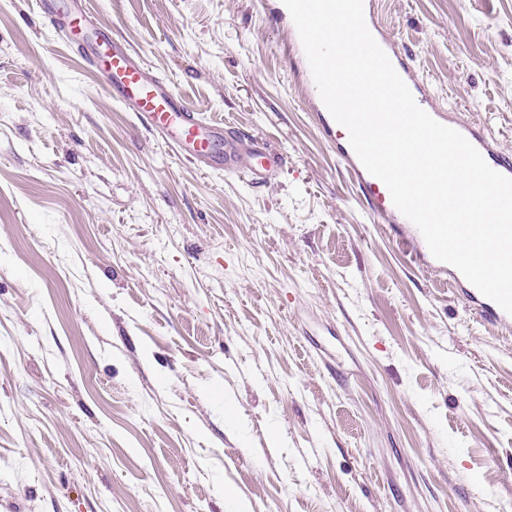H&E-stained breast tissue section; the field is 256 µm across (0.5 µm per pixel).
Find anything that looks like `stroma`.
I'll return each mask as SVG.
<instances>
[{
  "mask_svg": "<svg viewBox=\"0 0 512 512\" xmlns=\"http://www.w3.org/2000/svg\"><path fill=\"white\" fill-rule=\"evenodd\" d=\"M274 181L175 156L0 0V512H512V332L411 262L281 0H83ZM512 153V0H375Z\"/></svg>",
  "mask_w": 512,
  "mask_h": 512,
  "instance_id": "stroma-1",
  "label": "stroma"
}]
</instances>
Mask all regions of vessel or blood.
<instances>
[{
	"label": "vessel or blood",
	"instance_id": "obj_1",
	"mask_svg": "<svg viewBox=\"0 0 512 512\" xmlns=\"http://www.w3.org/2000/svg\"><path fill=\"white\" fill-rule=\"evenodd\" d=\"M39 11L62 35L65 45L101 75L100 85L132 113L135 121L168 144L178 154L210 169L235 175L247 172L252 183L274 180L282 159L259 139L240 138L223 124L201 121L192 108L169 85L152 74L137 54L115 39L89 35L87 17L77 0H38ZM379 45L388 55L419 107L443 125L460 132L482 154L486 163L500 174L512 178V156L491 147L484 131L471 123L453 119L433 107L426 91L409 79L406 58L386 38ZM326 133L336 134L338 150L355 176L364 196L381 216L390 235L402 242L415 261L447 276L457 295L482 319L512 329V315L483 296L456 268L435 259L417 227L393 205L386 185L367 172L346 139L345 127L331 118L324 119Z\"/></svg>",
	"mask_w": 512,
	"mask_h": 512
}]
</instances>
